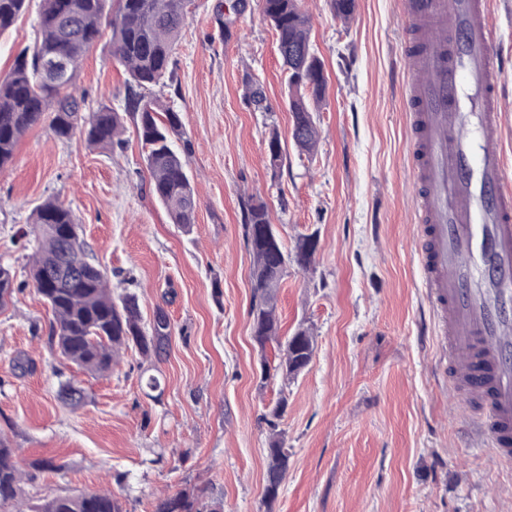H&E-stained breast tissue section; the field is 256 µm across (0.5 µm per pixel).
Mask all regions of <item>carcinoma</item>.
I'll use <instances>...</instances> for the list:
<instances>
[{
  "label": "carcinoma",
  "instance_id": "cac0c4a2",
  "mask_svg": "<svg viewBox=\"0 0 512 512\" xmlns=\"http://www.w3.org/2000/svg\"><path fill=\"white\" fill-rule=\"evenodd\" d=\"M29 0H0V33L7 30L26 9ZM43 0L39 17L40 35L32 52L19 54L9 71L0 78V169L13 162L20 138L50 114V129L60 139L81 133L97 146L122 143L124 126L119 113L102 104L86 111L85 97L73 85L51 95L42 61L55 54L65 57L70 74L98 41L103 26L112 33V55L127 75L126 111L138 129L150 173V191L166 209L172 223L189 227L196 223L197 199L185 169V162L174 149L173 137L182 135L181 114L146 91L172 74L173 55L191 10L193 0ZM337 18L347 20L355 10V0H330ZM261 12L274 27L277 50L287 72L292 139L302 154H312L317 128L309 102L325 98L326 78L321 58L310 41V18L301 8V0H261ZM218 16L225 25L251 9L250 0H218ZM283 151L278 136L268 143V164L281 168ZM271 219L263 203H251L244 212L246 242L251 244L252 310L258 336L270 338L279 359L278 368L293 374L290 364L307 365L314 352V339L298 329L282 340L278 336L279 319L276 296L267 289L265 274L268 256L253 238V227L269 224ZM35 229L41 246L33 257L30 276L38 277L53 267L61 269L77 258L86 257L83 243L70 235L75 226L70 208L47 200L34 212ZM52 313L51 334L61 330L63 357L98 376L112 371L119 349L132 348L143 357H161L170 339V321L164 311L156 312L161 329L146 331L141 326L139 300L128 294L112 298L105 274L80 277L74 283L60 282L55 288H39ZM17 449L0 440V501L16 497L20 471L15 461ZM268 483L265 499L273 502L279 495L283 475L288 468V450L279 439L268 448ZM206 489L192 496L178 494L162 500L156 512H202L200 500ZM35 512H125L121 500L110 492L59 495L46 498Z\"/></svg>",
  "mask_w": 512,
  "mask_h": 512
}]
</instances>
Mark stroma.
Returning <instances> with one entry per match:
<instances>
[{"label":"stroma","instance_id":"stroma-1","mask_svg":"<svg viewBox=\"0 0 512 512\" xmlns=\"http://www.w3.org/2000/svg\"><path fill=\"white\" fill-rule=\"evenodd\" d=\"M217 0L196 10L174 54V78L155 92L180 112L196 222L172 224L149 193L136 127L124 115L123 67L109 37L86 55L74 87L87 109L122 113V144L57 138L41 123L0 170V265L15 274L0 310V438L23 473L17 502L111 491L127 512L207 488L215 512H512V466L477 446L464 400L440 371L434 319L422 286L407 175L409 123L401 62L402 0H355L349 20L329 0H302L324 63L326 95L313 114L312 155L291 138L286 71L259 8L231 27ZM41 0L0 34V77L38 36ZM265 90L262 108L247 80ZM284 148L279 174L267 144ZM68 206L86 254L113 295L138 297L143 324L171 322L162 359L122 349L104 377L85 374L49 343L52 314L30 278L40 239L33 213ZM266 204L290 258L277 290L279 333L315 340L306 369L284 378L252 340L253 259L244 204ZM317 249L292 260L299 238ZM160 381L149 389V376ZM84 390L74 405L66 381ZM288 469L264 498L266 423L278 399ZM53 459L57 472L33 469Z\"/></svg>","mask_w":512,"mask_h":512}]
</instances>
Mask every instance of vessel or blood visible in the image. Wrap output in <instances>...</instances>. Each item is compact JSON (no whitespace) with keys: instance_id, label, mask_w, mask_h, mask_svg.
I'll return each instance as SVG.
<instances>
[{"instance_id":"obj_1","label":"vessel or blood","mask_w":512,"mask_h":512,"mask_svg":"<svg viewBox=\"0 0 512 512\" xmlns=\"http://www.w3.org/2000/svg\"><path fill=\"white\" fill-rule=\"evenodd\" d=\"M409 178L448 377L512 459V164L489 0H406Z\"/></svg>"}]
</instances>
